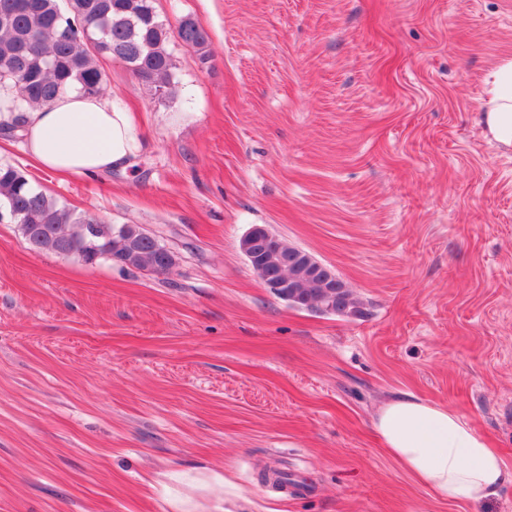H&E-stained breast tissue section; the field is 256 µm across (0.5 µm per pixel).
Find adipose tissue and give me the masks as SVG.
<instances>
[{"instance_id": "obj_1", "label": "adipose tissue", "mask_w": 512, "mask_h": 512, "mask_svg": "<svg viewBox=\"0 0 512 512\" xmlns=\"http://www.w3.org/2000/svg\"><path fill=\"white\" fill-rule=\"evenodd\" d=\"M483 121L493 140L512 147V59H502L484 81ZM20 125L22 145L46 171L91 175L127 168L141 150L130 113L102 96L70 91L36 112H1L0 124ZM374 429L386 452L436 498L482 505L512 484L508 467L489 439L448 406L410 394L390 399ZM197 497L176 495L174 512H199V497H236L234 484L219 474L192 477Z\"/></svg>"}]
</instances>
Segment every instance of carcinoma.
<instances>
[{
    "label": "carcinoma",
    "mask_w": 512,
    "mask_h": 512,
    "mask_svg": "<svg viewBox=\"0 0 512 512\" xmlns=\"http://www.w3.org/2000/svg\"><path fill=\"white\" fill-rule=\"evenodd\" d=\"M173 36L201 63L208 62L206 29L190 16L171 29L160 19L155 0H0V85L8 82L16 92V100L6 110L33 112L69 89L103 93L101 58L125 64L152 95L167 96L174 69L168 50ZM2 207L39 252L58 255L72 243L82 242L86 248L74 254L85 265L104 260L123 269L153 271L176 264L159 255L138 226L114 227L63 205L9 165L0 166ZM255 231L268 238L266 258L250 263L262 283L286 284L278 293L297 296L300 306L312 312L331 306L341 316H363L360 301L343 281L330 288L320 277L294 276L289 261L296 247L281 237H267L264 226Z\"/></svg>",
    "instance_id": "cac0c4a2"
}]
</instances>
